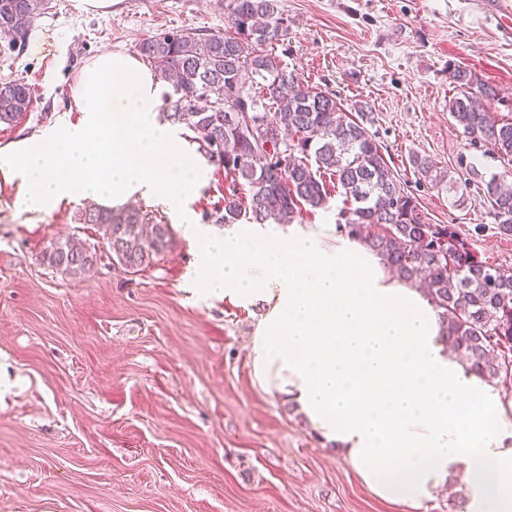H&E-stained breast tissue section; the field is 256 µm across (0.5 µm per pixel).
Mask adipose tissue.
<instances>
[{
    "instance_id": "adipose-tissue-1",
    "label": "adipose tissue",
    "mask_w": 512,
    "mask_h": 512,
    "mask_svg": "<svg viewBox=\"0 0 512 512\" xmlns=\"http://www.w3.org/2000/svg\"><path fill=\"white\" fill-rule=\"evenodd\" d=\"M161 94L140 56H97L72 89L77 121L0 148V179L18 181L30 213L75 196L105 207L138 196L181 215L197 173L159 120ZM184 231L197 292L258 312L254 384L291 402L380 499L421 512L459 474L463 512H512V419L450 354L419 290L330 224Z\"/></svg>"
}]
</instances>
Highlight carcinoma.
<instances>
[{"instance_id": "obj_1", "label": "carcinoma", "mask_w": 512, "mask_h": 512, "mask_svg": "<svg viewBox=\"0 0 512 512\" xmlns=\"http://www.w3.org/2000/svg\"><path fill=\"white\" fill-rule=\"evenodd\" d=\"M48 9V0H0V31L23 41ZM231 32L168 31L146 38L137 55L168 85L162 119L183 130L207 162L230 180L224 204L207 214L214 224H293L304 209L327 208L328 174L343 190L347 236L379 256L398 281H427V296L449 347L480 378L507 381L512 364V275L482 260L454 224H433L389 165L367 128L366 114L354 116L336 95L301 85L270 48L285 41L288 25L279 0H226ZM459 93L448 112L471 143L512 161V122H498L471 92L470 71L451 73ZM27 84L0 82V125L28 116ZM243 112L255 135L246 136L227 114ZM414 168L433 182L427 159ZM488 213L499 233L512 235V187L496 177L484 182ZM78 224L102 230L112 260L137 273L171 246V228L153 212L135 207H84ZM41 260L67 276L90 274L96 249L71 238L46 247Z\"/></svg>"}]
</instances>
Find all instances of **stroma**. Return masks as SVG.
I'll return each mask as SVG.
<instances>
[{
  "label": "stroma",
  "instance_id": "stroma-1",
  "mask_svg": "<svg viewBox=\"0 0 512 512\" xmlns=\"http://www.w3.org/2000/svg\"><path fill=\"white\" fill-rule=\"evenodd\" d=\"M277 53L302 84L362 105L370 133L432 223L456 225L478 255L512 271V236L479 192L512 183V162L473 148L448 112L449 70L495 90L484 104L512 121V0H281ZM227 30L224 0H114L107 14L50 0L21 49L0 53V81L32 91L29 117L0 126V147L62 120L80 70L99 54L134 53L172 29ZM447 174L419 179L413 157ZM184 202L194 223L221 202L222 168L198 160ZM0 182V512H413L387 503L301 416L252 381L256 318L191 294V246L178 220L144 202L173 234L135 274L113 263L102 233L78 224L86 199L32 214ZM97 245L89 275L43 264L52 240Z\"/></svg>",
  "mask_w": 512,
  "mask_h": 512
}]
</instances>
